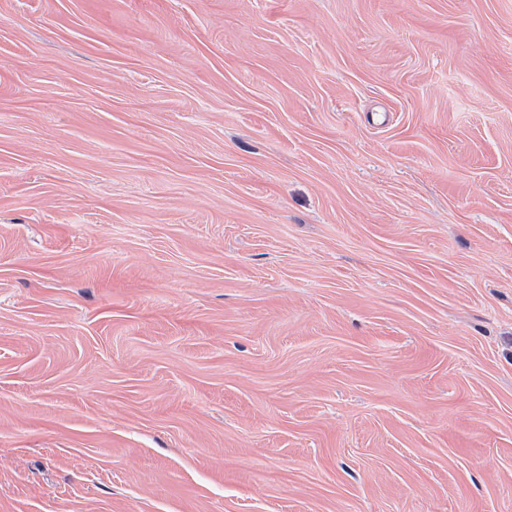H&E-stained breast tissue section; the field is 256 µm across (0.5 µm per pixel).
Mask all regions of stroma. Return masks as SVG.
Listing matches in <instances>:
<instances>
[{"instance_id": "35a3bbf8", "label": "stroma", "mask_w": 512, "mask_h": 512, "mask_svg": "<svg viewBox=\"0 0 512 512\" xmlns=\"http://www.w3.org/2000/svg\"><path fill=\"white\" fill-rule=\"evenodd\" d=\"M0 512H512V0H0Z\"/></svg>"}]
</instances>
